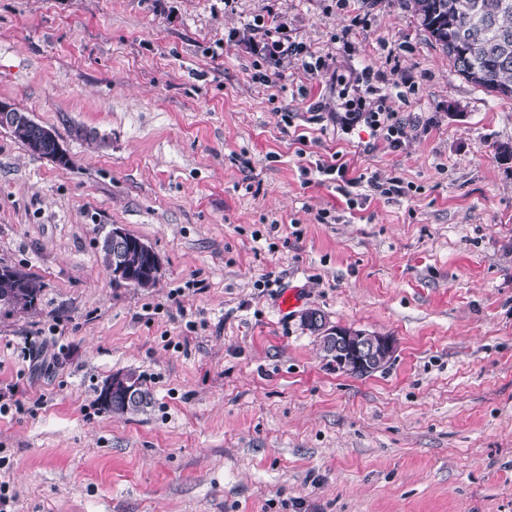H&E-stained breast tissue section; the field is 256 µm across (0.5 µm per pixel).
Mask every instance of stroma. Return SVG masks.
Returning a JSON list of instances; mask_svg holds the SVG:
<instances>
[{"label": "stroma", "instance_id": "obj_1", "mask_svg": "<svg viewBox=\"0 0 512 512\" xmlns=\"http://www.w3.org/2000/svg\"><path fill=\"white\" fill-rule=\"evenodd\" d=\"M358 95L399 147L339 121ZM0 101L71 158L0 128V265L41 285L0 309V512H512V100L405 0H0ZM114 224L154 287L103 266ZM310 308L390 367L327 365ZM127 371L152 405L115 417ZM11 125L26 126L30 131L33 147L39 150L49 148L50 154L46 158L52 162L59 164L62 156L67 155L53 129L34 121L28 113L19 112L10 103L0 102V126L8 128ZM70 163V157L65 161L62 159L60 166H69ZM342 156L338 158V156H333L331 162L329 161H321L317 163L316 168L319 173L323 175H337V180L346 184L347 186H353L358 184L363 180L362 175L360 174L357 177L348 178V174L351 169V173L354 172V167H351L350 161L345 160L341 161ZM136 245L139 250L143 251L147 258L146 270L153 275H159L162 269V262L158 254L152 249L151 246L145 242H138L134 244L130 238L129 233L125 228L119 224L112 225V228L104 235L100 242L106 250L112 254V268L111 259L107 252L100 250V258L102 264L108 269L112 275V279L116 282H125L127 285H132L137 288H151L157 283V280L142 281L135 278L131 281L133 271L127 267L125 263L126 253ZM101 391L98 399L106 392L107 396L111 395V400L106 398V402L100 406L113 416L125 417L145 412L152 404L151 392L145 387L141 377L132 371L112 375L105 380ZM127 393H132L129 399L126 398ZM135 393L138 395L133 399Z\"/></svg>", "mask_w": 512, "mask_h": 512}]
</instances>
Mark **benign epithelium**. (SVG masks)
<instances>
[{
	"label": "benign epithelium",
	"mask_w": 512,
	"mask_h": 512,
	"mask_svg": "<svg viewBox=\"0 0 512 512\" xmlns=\"http://www.w3.org/2000/svg\"><path fill=\"white\" fill-rule=\"evenodd\" d=\"M21 125L29 129L31 143L37 149L47 148L49 160L59 163L65 155L55 131L34 121L28 113L20 112L7 102H0V126ZM100 245L112 254L110 273L116 282H128L133 271L125 263L126 253L138 247L147 258L146 270L150 275H158L162 262L158 254L148 244L140 241L133 243L129 233L119 224L104 235ZM305 325L317 329V335L326 339L328 355L338 371L354 376L366 377L381 369L382 365L395 353V341L392 337L379 333H370L342 326H332L328 321H319V315L309 312L305 315Z\"/></svg>",
	"instance_id": "benign-epithelium-1"
}]
</instances>
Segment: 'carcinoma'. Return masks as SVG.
I'll use <instances>...</instances> for the list:
<instances>
[{
	"instance_id": "carcinoma-1",
	"label": "carcinoma",
	"mask_w": 512,
	"mask_h": 512,
	"mask_svg": "<svg viewBox=\"0 0 512 512\" xmlns=\"http://www.w3.org/2000/svg\"><path fill=\"white\" fill-rule=\"evenodd\" d=\"M407 7L442 50L454 72L476 87L512 99V0H406ZM11 296L6 308L27 312L35 307L41 286L29 274L4 285ZM136 398H126L128 392ZM102 392L111 400L101 404L106 412L125 417L146 411L151 392L140 376L129 371L105 380Z\"/></svg>"
}]
</instances>
